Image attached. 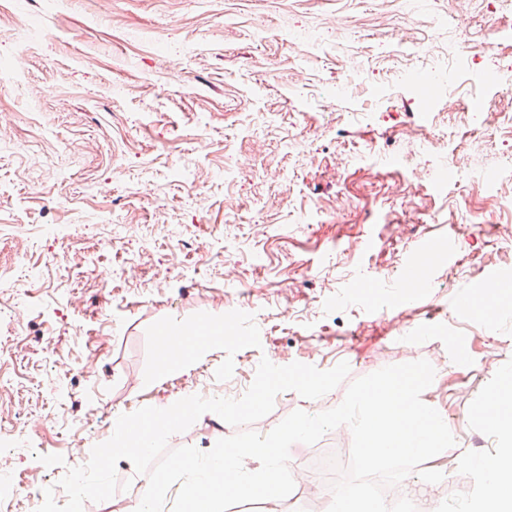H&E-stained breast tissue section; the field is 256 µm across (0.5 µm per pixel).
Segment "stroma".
I'll return each mask as SVG.
<instances>
[{"mask_svg":"<svg viewBox=\"0 0 512 512\" xmlns=\"http://www.w3.org/2000/svg\"><path fill=\"white\" fill-rule=\"evenodd\" d=\"M0 0L28 20L0 34V373L40 428L0 434L16 477L59 482L120 415L198 394L241 397L261 358L359 378L427 360L422 401L453 447L414 470L433 512H473L472 468L500 455L486 395L512 374V313L477 319L457 296L512 281V12L471 0L468 58L447 55L451 0ZM386 25H378L379 15ZM440 137L443 151L408 138ZM494 194L506 205L484 211ZM29 241L16 257L13 242ZM437 253L429 286L392 288ZM25 306L20 329L2 311ZM223 323L188 368L161 371L156 332ZM287 391L254 423L338 406ZM235 427L213 413L169 448L209 451ZM340 426L294 444L291 504L331 503L313 461H350ZM92 512H132L145 475Z\"/></svg>","mask_w":512,"mask_h":512,"instance_id":"obj_1","label":"stroma"}]
</instances>
